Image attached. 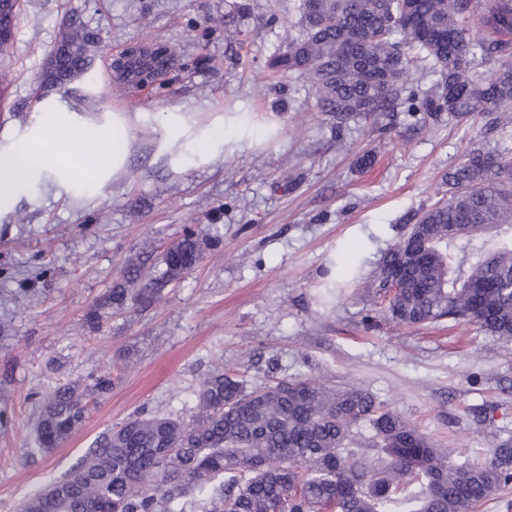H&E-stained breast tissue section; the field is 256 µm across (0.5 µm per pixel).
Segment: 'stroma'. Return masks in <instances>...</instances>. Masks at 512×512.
Returning a JSON list of instances; mask_svg holds the SVG:
<instances>
[{
    "instance_id": "35a3bbf8",
    "label": "stroma",
    "mask_w": 512,
    "mask_h": 512,
    "mask_svg": "<svg viewBox=\"0 0 512 512\" xmlns=\"http://www.w3.org/2000/svg\"><path fill=\"white\" fill-rule=\"evenodd\" d=\"M292 2L20 0L0 81V150L50 112L101 127L123 112L137 133L116 175L66 189L48 176L0 211V512H18L135 412L190 417L201 382L222 369L251 386L303 376L370 392L453 456L482 457L494 428L512 431V341L471 325L404 326L368 295L380 259L414 214L447 197L444 176L471 145L512 142L482 119L406 112L381 136L359 119L335 135L310 84L267 64L288 40ZM72 23L95 37L90 76L66 94L46 90L44 62ZM160 45L174 53L166 76L118 79L124 54ZM231 109L255 113L250 147L206 163L162 147L166 113L203 129ZM189 228L219 236L218 246L157 300L86 326L144 244L161 261ZM336 257L356 274L329 298ZM102 371L115 383L88 401L83 425L33 452L36 393L80 388ZM483 405L494 425L474 418Z\"/></svg>"
}]
</instances>
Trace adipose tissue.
Returning a JSON list of instances; mask_svg holds the SVG:
<instances>
[{
  "label": "adipose tissue",
  "mask_w": 512,
  "mask_h": 512,
  "mask_svg": "<svg viewBox=\"0 0 512 512\" xmlns=\"http://www.w3.org/2000/svg\"><path fill=\"white\" fill-rule=\"evenodd\" d=\"M164 146L173 148L190 138L194 157L209 160L249 146L251 130L236 127L226 136L223 127L192 132L183 113L172 112L164 125ZM134 138V128L123 113L112 115L111 129L88 126L52 115L46 124L11 150L0 153V210L9 208L21 187L54 174L68 180L88 177L108 168L120 169Z\"/></svg>",
  "instance_id": "adipose-tissue-1"
}]
</instances>
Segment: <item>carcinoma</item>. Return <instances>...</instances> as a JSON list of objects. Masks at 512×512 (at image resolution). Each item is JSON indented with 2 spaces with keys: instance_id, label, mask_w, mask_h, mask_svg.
<instances>
[{
  "instance_id": "cac0c4a2",
  "label": "carcinoma",
  "mask_w": 512,
  "mask_h": 512,
  "mask_svg": "<svg viewBox=\"0 0 512 512\" xmlns=\"http://www.w3.org/2000/svg\"><path fill=\"white\" fill-rule=\"evenodd\" d=\"M300 26L288 45L269 56V68L307 78L319 111L333 114L336 131L361 118L379 130L394 112L448 113L456 122L490 117L512 126V64L493 75L477 59L512 58V0H295ZM482 37L471 34V25ZM94 37L69 29L57 45L59 63L46 76L62 89L88 73ZM173 66L165 47L130 54L120 76L134 84L164 76ZM413 68L440 79L427 91L408 88ZM508 149L473 148L448 171L450 195L414 216L406 237L426 245L420 260L401 259L395 244L375 281L383 288L398 268L405 282L384 306L393 321L420 326L473 324L512 341V237L487 250L476 235L512 221V164ZM211 241L186 232L162 258L164 270L135 287L145 258L113 284L87 315L155 299L200 260ZM500 288L484 300L481 285ZM112 389L92 378L85 390L58 385L39 394L34 450L46 452L84 421L86 396ZM190 419L142 411L97 439L70 474L55 480L19 512H470L512 484V435L499 438L481 460L452 459L435 441L405 423L371 394L338 390L309 379H272L261 386L228 372L201 384ZM369 426L372 463L353 449L357 428Z\"/></svg>"
}]
</instances>
